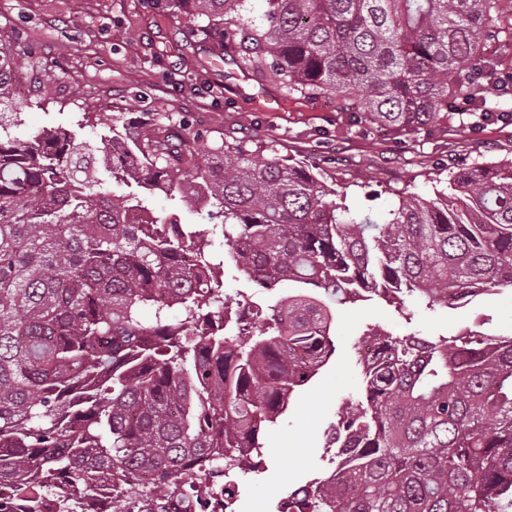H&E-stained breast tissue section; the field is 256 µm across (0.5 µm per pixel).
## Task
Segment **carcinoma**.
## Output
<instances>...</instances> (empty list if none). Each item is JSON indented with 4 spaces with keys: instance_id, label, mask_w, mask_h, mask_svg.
<instances>
[{
    "instance_id": "carcinoma-1",
    "label": "carcinoma",
    "mask_w": 512,
    "mask_h": 512,
    "mask_svg": "<svg viewBox=\"0 0 512 512\" xmlns=\"http://www.w3.org/2000/svg\"><path fill=\"white\" fill-rule=\"evenodd\" d=\"M195 34L259 79L414 130L479 96L486 42L512 34L500 0H172ZM19 61L0 47V103ZM0 115V512H90L100 483L164 512L202 483L191 457L255 471L263 435L335 354L332 305L374 293L451 308L512 288V162L458 170L433 198L401 192L377 224L336 202L329 175L222 135L206 152L183 118L137 129L9 133ZM105 173L128 191L102 189ZM164 194L222 217L228 249L177 219L143 224ZM227 267L290 295L224 330ZM357 359L361 397L331 432L336 466L288 512H512V336L384 331ZM70 479V491L59 487Z\"/></svg>"
}]
</instances>
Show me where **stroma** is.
Segmentation results:
<instances>
[{
    "instance_id": "obj_1",
    "label": "stroma",
    "mask_w": 512,
    "mask_h": 512,
    "mask_svg": "<svg viewBox=\"0 0 512 512\" xmlns=\"http://www.w3.org/2000/svg\"><path fill=\"white\" fill-rule=\"evenodd\" d=\"M0 44L19 53L16 90L28 100L15 136L64 127L95 140L116 115L141 127L184 117L192 131L266 142L280 161L317 164L352 207L380 224L399 191L429 198L458 169L512 162V45L484 49L505 77L485 86L487 120L469 117L460 99L447 122L398 133L364 129L330 98L258 84L241 62L213 54L169 0H0ZM41 87L47 98L39 97ZM375 327L396 336H451L463 327L508 336L512 289L454 309L418 307L409 321L377 298L339 307L336 355L269 428L265 469L237 481L238 512H275L295 487L328 474L327 430L360 394L358 349Z\"/></svg>"
}]
</instances>
